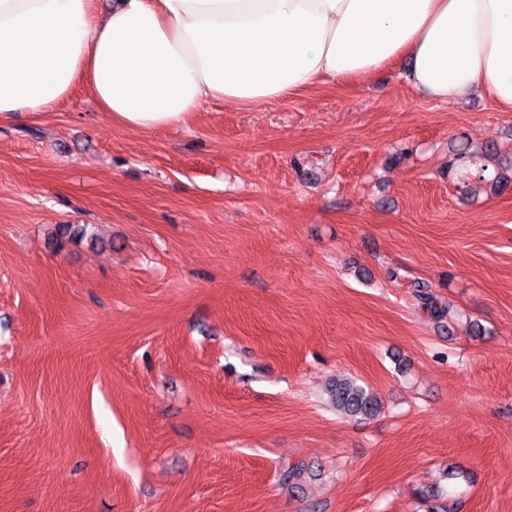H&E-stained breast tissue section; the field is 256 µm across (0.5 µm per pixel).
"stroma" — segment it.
<instances>
[{"mask_svg": "<svg viewBox=\"0 0 512 512\" xmlns=\"http://www.w3.org/2000/svg\"><path fill=\"white\" fill-rule=\"evenodd\" d=\"M405 75L150 134L81 84L0 125V512H512V188L448 168L512 159V112ZM419 288H422L420 290L418 297L420 299L421 307L434 319L436 320H442L446 316H448V320H452L454 317V311L453 309L448 305L446 307L445 305L439 304L437 299L434 297L433 294L429 293L427 288L422 285L418 286ZM329 395L336 412L343 416L368 419L381 409L379 399L355 379H336L329 388Z\"/></svg>", "mask_w": 512, "mask_h": 512, "instance_id": "obj_1", "label": "stroma"}]
</instances>
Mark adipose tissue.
<instances>
[{"label": "adipose tissue", "instance_id": "ef3b65f1", "mask_svg": "<svg viewBox=\"0 0 512 512\" xmlns=\"http://www.w3.org/2000/svg\"><path fill=\"white\" fill-rule=\"evenodd\" d=\"M0 0V123L81 81L112 123L153 132L204 103L288 99L408 61L447 101L484 89L512 112V0Z\"/></svg>", "mask_w": 512, "mask_h": 512}]
</instances>
